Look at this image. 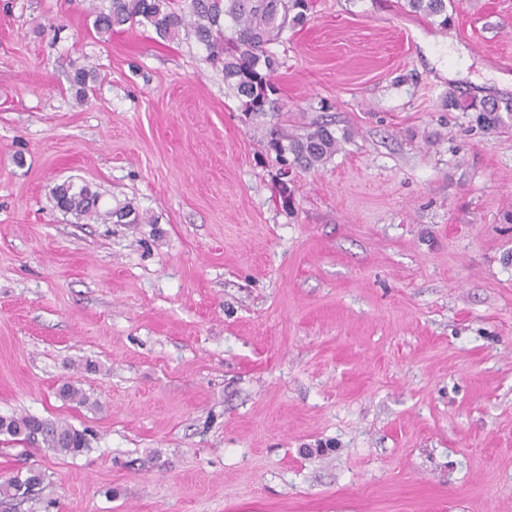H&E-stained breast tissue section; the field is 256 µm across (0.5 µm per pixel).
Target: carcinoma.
I'll list each match as a JSON object with an SVG mask.
<instances>
[{
  "mask_svg": "<svg viewBox=\"0 0 512 512\" xmlns=\"http://www.w3.org/2000/svg\"><path fill=\"white\" fill-rule=\"evenodd\" d=\"M411 12L441 18L440 25L451 22L448 0H406ZM309 0H109L105 8H93V27L101 36L124 25L150 28L156 36L169 41L190 29L209 53L211 63L224 72V84L240 101L247 116L264 117L274 110L277 92L275 75L280 63L271 45L283 39L286 31L303 25ZM448 104L476 113V122L496 129L504 122L501 108L493 102ZM339 141L326 124L300 136L286 135L278 127L269 133L267 146L282 166L313 169L325 164L336 153ZM56 207L81 219L92 218L103 224H137L141 216L131 206L112 210L99 208L100 195L89 186L63 182L53 189ZM0 434L18 440L42 439L50 450L77 456L89 449L87 430H78L64 421L34 415L0 417ZM44 475L30 469L0 483V495L26 500L43 489Z\"/></svg>",
  "mask_w": 512,
  "mask_h": 512,
  "instance_id": "1",
  "label": "carcinoma"
}]
</instances>
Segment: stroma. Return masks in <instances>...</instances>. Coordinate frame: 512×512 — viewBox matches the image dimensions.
I'll list each match as a JSON object with an SVG mask.
<instances>
[{
    "label": "stroma",
    "mask_w": 512,
    "mask_h": 512,
    "mask_svg": "<svg viewBox=\"0 0 512 512\" xmlns=\"http://www.w3.org/2000/svg\"><path fill=\"white\" fill-rule=\"evenodd\" d=\"M104 3L0 0V415L90 435L0 436V480L45 475L0 512H512V118L448 105H512V0H314L273 122L340 145L288 208L194 34ZM406 2L412 13L425 17H440L441 26H448L451 22L447 0H406ZM448 105L459 107L463 112H477L476 122L487 129H496L504 122L501 108L494 102H483L477 105L474 102L461 103L450 99ZM56 207L81 219L83 217L101 221L102 224H138L142 217L130 205L112 210L99 208L100 195L89 186H76L73 182H63L53 189ZM0 434L18 440L35 441L41 437L50 450L77 456L89 449L87 430H78L64 421H53L34 415L0 417Z\"/></svg>",
    "instance_id": "35a3bbf8"
}]
</instances>
